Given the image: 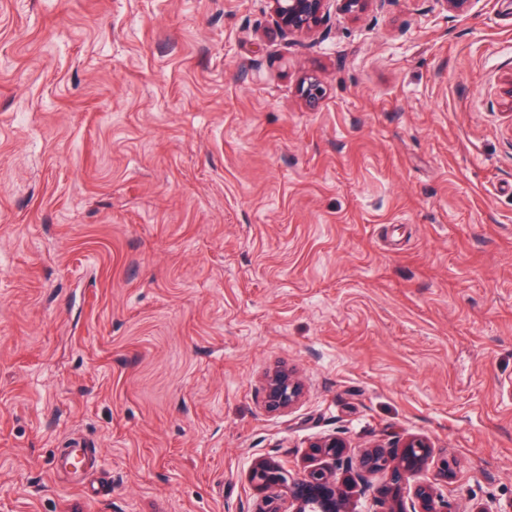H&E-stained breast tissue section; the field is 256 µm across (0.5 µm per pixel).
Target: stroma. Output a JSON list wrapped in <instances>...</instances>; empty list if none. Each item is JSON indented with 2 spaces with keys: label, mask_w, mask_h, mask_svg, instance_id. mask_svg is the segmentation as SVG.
Wrapping results in <instances>:
<instances>
[{
  "label": "stroma",
  "mask_w": 512,
  "mask_h": 512,
  "mask_svg": "<svg viewBox=\"0 0 512 512\" xmlns=\"http://www.w3.org/2000/svg\"><path fill=\"white\" fill-rule=\"evenodd\" d=\"M511 76L512 0H0V512H251L329 435L512 512ZM279 31L285 35L314 36L324 25L332 0H267ZM303 392V384L296 374L285 367L270 371L265 378L264 405L270 412L290 408ZM92 459L85 443L78 439H70L62 445V448H56L49 468L56 474L67 473L75 486L82 487L90 471L87 466L91 464Z\"/></svg>",
  "instance_id": "1"
}]
</instances>
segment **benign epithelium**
Segmentation results:
<instances>
[{
    "label": "benign epithelium",
    "mask_w": 512,
    "mask_h": 512,
    "mask_svg": "<svg viewBox=\"0 0 512 512\" xmlns=\"http://www.w3.org/2000/svg\"><path fill=\"white\" fill-rule=\"evenodd\" d=\"M279 31L285 35L314 36L324 25L332 0H267ZM300 95L312 105L322 96L318 81L301 84ZM303 384L285 367L270 371L265 378L264 405L270 412L296 404ZM320 463L299 476L276 460L259 459L253 463L249 481L261 494L255 512H355L356 499L370 489V477L390 470L393 482L378 489L384 512H450L431 482H414L412 497L405 501L398 481L417 477L431 458V446L421 436H410L401 449L388 455L380 447L362 449L352 459L347 442L336 436L325 437L310 445Z\"/></svg>",
    "instance_id": "7a95c632"
}]
</instances>
